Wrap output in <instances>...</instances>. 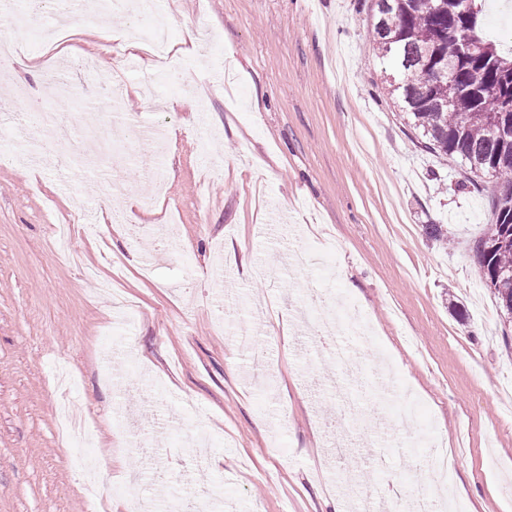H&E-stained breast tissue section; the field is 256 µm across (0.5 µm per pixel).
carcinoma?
<instances>
[{"instance_id": "cac0c4a2", "label": "carcinoma", "mask_w": 512, "mask_h": 512, "mask_svg": "<svg viewBox=\"0 0 512 512\" xmlns=\"http://www.w3.org/2000/svg\"><path fill=\"white\" fill-rule=\"evenodd\" d=\"M484 2L374 0L372 37L387 64L381 90L398 100L418 143L475 175L502 181L475 254L498 308L511 320L512 50L485 38ZM467 34L486 48L461 54L459 40ZM441 69L448 78L425 77Z\"/></svg>"}]
</instances>
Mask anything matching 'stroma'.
<instances>
[{"instance_id":"obj_1","label":"stroma","mask_w":512,"mask_h":512,"mask_svg":"<svg viewBox=\"0 0 512 512\" xmlns=\"http://www.w3.org/2000/svg\"><path fill=\"white\" fill-rule=\"evenodd\" d=\"M169 52L208 31L230 64L214 83L201 55L168 70L113 45L104 67L125 82L123 112L175 133L164 155L139 156L120 190L110 172L64 149L24 164L0 124V512H127L129 474L160 501L189 485L206 512H355L341 472L375 486L426 483L430 442L460 445L451 512H512V326L479 270L473 241L490 219L492 179L420 151L400 110L376 91L385 69L361 0H157ZM32 69L0 78L21 104L48 52L16 38ZM159 168L154 196L142 170ZM110 198L99 223L101 198ZM448 229L447 243L422 227ZM178 228L160 250L152 230ZM298 248L327 267L295 269ZM154 255L150 274L131 253ZM139 308L126 322L82 269L112 278ZM316 294L365 313L370 345L350 337L360 368L340 371L297 318ZM289 304L263 317V369L233 348L244 302ZM90 419V443L56 435L59 365ZM415 409L391 448L367 407ZM346 446L336 457L332 446Z\"/></svg>"}]
</instances>
